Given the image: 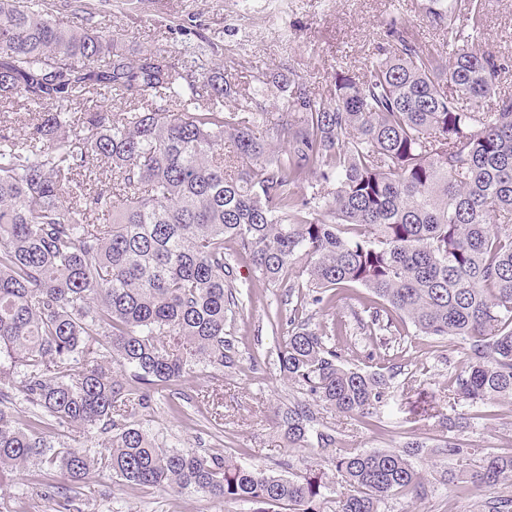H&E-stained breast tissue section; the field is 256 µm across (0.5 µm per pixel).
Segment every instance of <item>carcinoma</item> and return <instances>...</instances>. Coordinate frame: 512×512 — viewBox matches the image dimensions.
<instances>
[{
  "instance_id": "1",
  "label": "carcinoma",
  "mask_w": 512,
  "mask_h": 512,
  "mask_svg": "<svg viewBox=\"0 0 512 512\" xmlns=\"http://www.w3.org/2000/svg\"><path fill=\"white\" fill-rule=\"evenodd\" d=\"M422 10L448 58L392 18L363 71L336 69L327 97L281 74L270 112L203 61L205 45L184 42L189 74L151 50L129 59L89 17L68 28L45 0H0V98L37 114L0 130V483L38 465L63 508L71 487L105 475L254 512H383L398 491L424 497L417 442L341 449L328 429L317 464L296 455L313 421L299 405L281 416L288 476L180 449L137 420L193 366L217 384L233 365L226 243L261 280L291 296L305 286L324 308L365 289L369 336L408 322L462 339L453 399L512 401V96L483 105L503 66L480 48L479 0ZM111 96L123 111L96 106ZM100 213L112 223H89ZM288 323L287 380L343 415L385 402L383 374L343 364L299 309ZM73 427L108 440H61ZM468 428L448 417L437 452L468 453ZM445 481L485 492L484 512H512V454Z\"/></svg>"
}]
</instances>
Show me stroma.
Segmentation results:
<instances>
[{
	"mask_svg": "<svg viewBox=\"0 0 512 512\" xmlns=\"http://www.w3.org/2000/svg\"><path fill=\"white\" fill-rule=\"evenodd\" d=\"M422 0H83L96 25L109 28L129 55L151 50L187 65L184 33H198L217 49L216 63L240 88L256 89L255 75L294 70L312 90L329 96L337 66L364 69L371 61L383 24L393 17L410 20L418 43L435 53L446 39L420 10ZM481 44L504 59L497 91L512 95V0H482ZM235 284L247 294L228 314L226 338L234 364L224 371V386L212 388L209 367L187 371L176 388L160 389L154 411L144 424L185 449L219 452L247 463L274 468L288 443L276 423L277 411L303 401L299 387L279 372L277 352L288 330L292 306L287 288L262 281L251 265L230 258ZM363 289L348 292L335 308L304 300L313 327L338 326L336 337L345 365L384 373L390 383L377 413L343 416L312 403V430H335L342 447L368 450L400 448L420 442L413 464L426 479L427 494L417 500L401 492L389 498L385 512H482L483 492L464 484L449 492L445 471L478 468L490 453H512V402L469 403L448 397V380L466 367L464 344L457 338L424 336L412 326L380 336L365 335ZM280 311L284 322L272 328L269 314ZM183 407L175 414L171 405ZM467 414L464 435L469 455L436 453L446 434L444 418ZM39 466H29L0 484V512H54V500L43 499ZM76 512H252L249 503L224 504L193 490L130 488L92 478L82 484Z\"/></svg>",
	"mask_w": 512,
	"mask_h": 512,
	"instance_id": "35a3bbf8",
	"label": "stroma"
}]
</instances>
